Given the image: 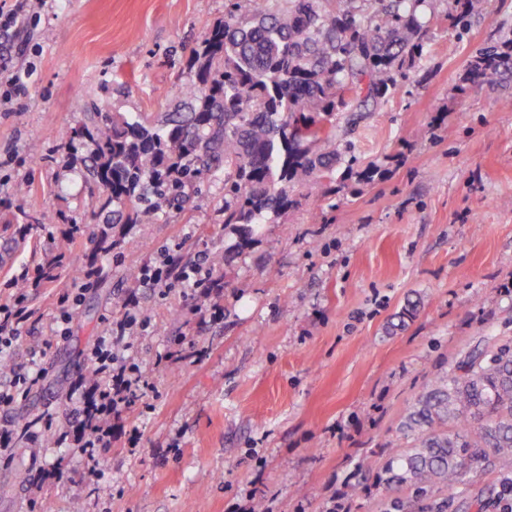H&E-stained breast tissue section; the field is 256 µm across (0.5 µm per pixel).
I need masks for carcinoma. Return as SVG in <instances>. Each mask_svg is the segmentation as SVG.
<instances>
[{"label":"carcinoma","instance_id":"1","mask_svg":"<svg viewBox=\"0 0 512 512\" xmlns=\"http://www.w3.org/2000/svg\"><path fill=\"white\" fill-rule=\"evenodd\" d=\"M427 0H224V21L192 50L183 108L158 122L83 105L84 182L107 216L96 249L125 224H154L224 181V236L247 246L270 214L300 205L311 181L336 190L337 164L369 105L399 86L424 51L418 9ZM483 0H448L445 19L465 27ZM501 46L480 49L472 77L498 75ZM412 439L379 483L414 499L465 492L483 462L512 489V342L469 354L427 386L402 421Z\"/></svg>","mask_w":512,"mask_h":512}]
</instances>
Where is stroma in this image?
I'll use <instances>...</instances> for the list:
<instances>
[{
	"instance_id": "35a3bbf8",
	"label": "stroma",
	"mask_w": 512,
	"mask_h": 512,
	"mask_svg": "<svg viewBox=\"0 0 512 512\" xmlns=\"http://www.w3.org/2000/svg\"><path fill=\"white\" fill-rule=\"evenodd\" d=\"M430 0L424 52L352 140L382 175L328 194L310 182L302 205L261 226L225 266L216 295L180 285L140 289L144 325L130 354L150 387L110 421L93 455L21 437L0 458V512H239L253 491L264 512H385L408 489L355 493L350 476L380 471L406 447L398 428L433 377L470 351L512 341V77L465 80L487 42L512 39V0H486L467 27L441 21ZM224 19V0H44L31 26L0 29V69L29 76L0 108V300L5 281L38 268L56 241L35 219L65 214L79 227L59 277L30 295L32 317L11 366L36 360L44 376L0 425L49 415L78 436L70 396L86 351L120 319L128 269L162 254L192 265L233 244L224 235V186L205 183L183 212L131 224L98 255L97 196L80 165L65 166L86 100L161 118L188 78L191 48ZM27 181L30 194L14 187ZM104 274L83 294L67 339L51 336L58 298L76 270ZM418 300L405 330L389 326ZM58 463L62 477L38 482Z\"/></svg>"
}]
</instances>
